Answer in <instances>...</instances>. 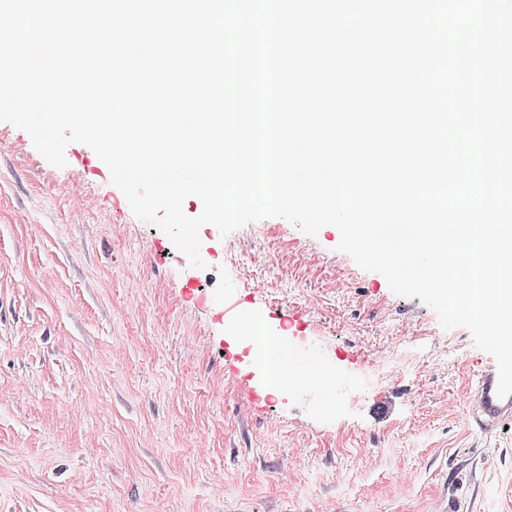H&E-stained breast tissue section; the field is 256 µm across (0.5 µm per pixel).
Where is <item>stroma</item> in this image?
I'll list each match as a JSON object with an SVG mask.
<instances>
[{
  "mask_svg": "<svg viewBox=\"0 0 512 512\" xmlns=\"http://www.w3.org/2000/svg\"><path fill=\"white\" fill-rule=\"evenodd\" d=\"M82 149L60 169L0 122V512H512V432L465 423L466 329L332 226L206 225L191 266ZM254 313L333 404L267 393L235 327Z\"/></svg>",
  "mask_w": 512,
  "mask_h": 512,
  "instance_id": "35a3bbf8",
  "label": "stroma"
}]
</instances>
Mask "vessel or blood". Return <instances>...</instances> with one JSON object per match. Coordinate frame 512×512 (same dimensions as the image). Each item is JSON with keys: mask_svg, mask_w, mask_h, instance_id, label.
Wrapping results in <instances>:
<instances>
[{"mask_svg": "<svg viewBox=\"0 0 512 512\" xmlns=\"http://www.w3.org/2000/svg\"><path fill=\"white\" fill-rule=\"evenodd\" d=\"M497 382V363L490 359L473 373L466 386L471 407L468 424L473 431L490 437L512 429V395L499 397Z\"/></svg>", "mask_w": 512, "mask_h": 512, "instance_id": "b4317fda", "label": "vessel or blood"}]
</instances>
